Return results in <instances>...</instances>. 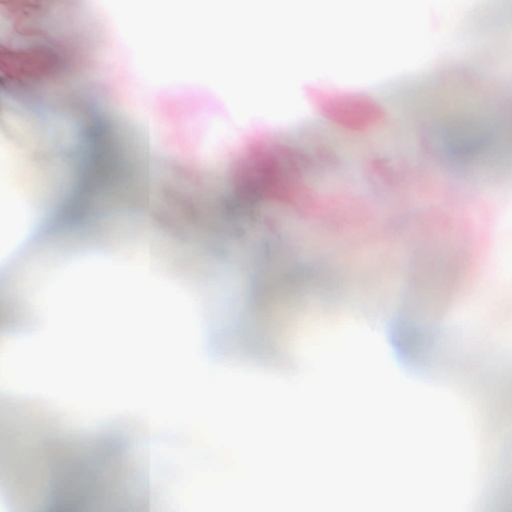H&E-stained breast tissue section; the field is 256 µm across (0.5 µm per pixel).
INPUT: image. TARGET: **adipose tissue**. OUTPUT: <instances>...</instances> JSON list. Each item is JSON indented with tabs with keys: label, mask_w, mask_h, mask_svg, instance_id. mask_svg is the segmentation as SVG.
I'll use <instances>...</instances> for the list:
<instances>
[{
	"label": "adipose tissue",
	"mask_w": 512,
	"mask_h": 512,
	"mask_svg": "<svg viewBox=\"0 0 512 512\" xmlns=\"http://www.w3.org/2000/svg\"><path fill=\"white\" fill-rule=\"evenodd\" d=\"M231 15L234 23L226 39L225 54L202 46L186 49L183 67L219 79L225 101L240 112H302L306 105L299 91L303 76H327L337 92L359 84L384 100L401 126L413 123L415 115L405 109L399 93L401 83L436 79L449 62H477L496 40L492 33L474 25L459 6V0H212ZM286 16L288 25L277 31L279 60L268 63L263 51L244 54L242 47L252 30L269 14ZM140 137L147 143L138 162L144 170L138 216L139 253L148 256L159 235L152 214L159 198L155 156L162 145L160 125L152 98L140 106ZM24 159L0 153V218L15 230L14 247L28 238L42 241V256L52 254L51 241L80 232L77 224H57L53 217L63 192L33 194L24 178ZM233 275L220 280L224 288V321L202 319V333L218 337L224 357H237V332L250 319L245 295L238 289L254 273L252 261L234 259ZM485 296L468 322L475 339L474 352L486 368L512 358V349L502 345L499 327L485 312L495 291L512 288V235L502 241L493 267L483 284ZM384 335L389 357L401 375L427 382L413 359L414 319L395 308H373Z\"/></svg>",
	"instance_id": "obj_1"
}]
</instances>
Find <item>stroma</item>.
Wrapping results in <instances>:
<instances>
[{"mask_svg": "<svg viewBox=\"0 0 512 512\" xmlns=\"http://www.w3.org/2000/svg\"><path fill=\"white\" fill-rule=\"evenodd\" d=\"M111 11L110 0H0V145L27 161L38 192L66 176L42 137L51 124L74 146L71 163L88 145L124 157L112 179V217L136 238L140 175L125 154L136 140L138 103L153 97L167 144L157 159V249L170 255L173 240L197 231L205 258L183 257L200 281L219 280L229 249L253 258L252 321L239 331L244 362L290 364L280 321L304 307L307 289L317 294L315 315L300 327L308 336L343 318L356 295L369 308L398 305L422 315L418 363L439 375L481 374L487 431L512 422V362L483 372L457 338L464 295L487 276L485 259L512 232V201L466 195L454 154L457 141L476 134L492 145L512 141V111L482 109L495 56L402 86V101L417 116L408 130L379 98L356 85L336 94L318 76L301 84L307 114L243 113L225 102L219 83L189 71L174 74L175 90H144L132 76L138 49L100 22ZM49 96L56 112L40 111ZM115 99L125 110H110ZM277 124L294 130L271 140ZM36 247L28 242L0 267L1 326L23 322L4 282ZM438 337L456 350L453 365L431 358ZM9 403L0 394V512H27L37 492L75 475L91 498L135 512L140 479L120 450L131 423L83 428L67 440L45 420H15Z\"/></svg>", "mask_w": 512, "mask_h": 512, "instance_id": "obj_1", "label": "stroma"}]
</instances>
